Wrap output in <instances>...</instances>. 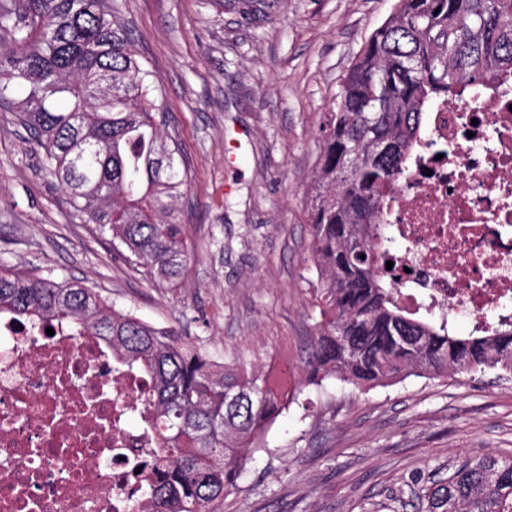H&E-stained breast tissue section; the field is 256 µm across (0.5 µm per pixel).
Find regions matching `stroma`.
<instances>
[{"label":"stroma","instance_id":"1","mask_svg":"<svg viewBox=\"0 0 512 512\" xmlns=\"http://www.w3.org/2000/svg\"><path fill=\"white\" fill-rule=\"evenodd\" d=\"M180 144L195 260L154 285L41 169L0 105V263L94 288L221 363L297 369L319 320L307 260L320 131L342 79L396 0H119ZM512 456V377L410 375L368 390L334 378L295 392L221 512H422L427 487L474 455Z\"/></svg>","mask_w":512,"mask_h":512}]
</instances>
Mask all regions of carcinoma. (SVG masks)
<instances>
[{
    "label": "carcinoma",
    "mask_w": 512,
    "mask_h": 512,
    "mask_svg": "<svg viewBox=\"0 0 512 512\" xmlns=\"http://www.w3.org/2000/svg\"><path fill=\"white\" fill-rule=\"evenodd\" d=\"M512 79V0H397L344 75L312 181L309 261L320 321L295 385L356 388L407 375L512 374V322L459 336L403 304L386 269L390 193L439 101ZM150 73L114 0H0V101L42 150L72 214L150 282L178 286L193 263L178 200L188 169L165 134ZM22 97H14L16 93ZM94 336L145 382L151 427L143 512H219L290 393L226 365L173 329L83 284L0 263V315ZM512 457L466 459L426 489L425 512H505Z\"/></svg>",
    "instance_id": "1"
}]
</instances>
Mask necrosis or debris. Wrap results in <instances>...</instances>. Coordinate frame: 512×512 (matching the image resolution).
Masks as SVG:
<instances>
[{"mask_svg": "<svg viewBox=\"0 0 512 512\" xmlns=\"http://www.w3.org/2000/svg\"><path fill=\"white\" fill-rule=\"evenodd\" d=\"M402 302L490 331L512 319V83L441 101L387 216ZM143 383L92 336L0 321V512H139Z\"/></svg>", "mask_w": 512, "mask_h": 512, "instance_id": "obj_1", "label": "necrosis or debris"}]
</instances>
